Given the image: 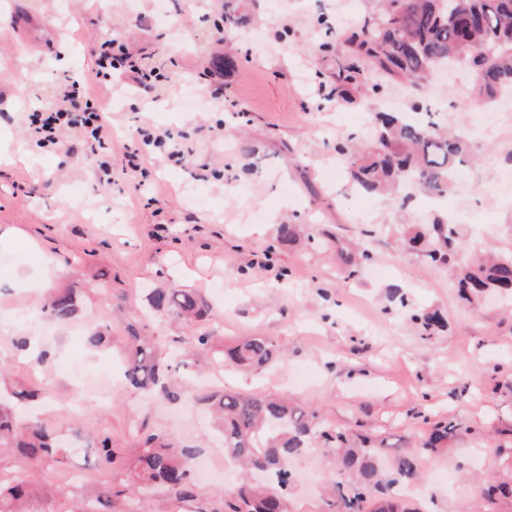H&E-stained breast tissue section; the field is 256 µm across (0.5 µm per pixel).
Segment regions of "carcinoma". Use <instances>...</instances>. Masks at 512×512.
Segmentation results:
<instances>
[{"label":"carcinoma","mask_w":512,"mask_h":512,"mask_svg":"<svg viewBox=\"0 0 512 512\" xmlns=\"http://www.w3.org/2000/svg\"><path fill=\"white\" fill-rule=\"evenodd\" d=\"M347 62L339 67L328 99H346L354 87L367 82L370 69L393 82L420 88L448 59L469 66L475 73V89L485 102L512 90V0H383L381 12L364 18L346 38ZM345 157L352 184L369 192L391 191L404 202L411 190L444 196L455 182L456 171L468 163L467 146L442 131L433 112L418 119L385 113L376 118L370 140L354 149L337 145ZM399 245L427 246L434 262L449 264L464 259L455 225L437 221L427 230L406 227ZM466 300L496 291L512 295V256L493 259L466 272L457 282ZM80 289L61 288L44 304L47 317L57 323L71 319ZM147 310H175L190 320L203 315L197 295L187 289L155 291L147 298ZM198 343L215 349L219 362L261 371L277 358V348L265 336H252L232 346L215 336H200ZM126 386L134 391L155 389L177 398L156 359L154 341L132 336L126 350ZM38 397L29 389L14 390L0 402V448H14L31 464L53 459L62 464L68 449L57 443L55 430L40 421L18 423L16 405ZM211 408L224 433V450L245 472L236 490L224 496V512H289L288 494L293 475L288 461L311 448L331 456L334 468L325 479L327 512H420L400 489L422 478V457L448 447L461 429L452 417L427 420L420 446L394 448L392 467L380 471L378 457L387 448L352 447L353 436L323 423L314 410H306L262 392L242 395L216 391L201 397ZM97 461L114 465L121 449L102 434L96 446ZM195 450L173 448L155 435L146 436L126 470L127 495L122 512H141V494L161 486L184 499L193 496L190 461ZM32 494L24 471L8 485L0 484V512H27ZM512 495V480L487 478L483 498L494 503L496 495ZM68 512H112L108 490L91 502L70 505Z\"/></svg>","instance_id":"carcinoma-1"}]
</instances>
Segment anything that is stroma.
<instances>
[{"label": "stroma", "instance_id": "35a3bbf8", "mask_svg": "<svg viewBox=\"0 0 512 512\" xmlns=\"http://www.w3.org/2000/svg\"><path fill=\"white\" fill-rule=\"evenodd\" d=\"M155 6L138 0L134 15L128 0H0V140L26 153L0 156V395L21 384L41 390L40 418L65 445L88 448L105 432L128 449L148 434L202 454L223 447L204 405L125 389L122 350L134 328L153 337L162 367L197 389L285 395L392 446L409 447L423 417L456 418L460 434L423 460L418 497L425 512H481L476 477L496 469L489 448L512 442V300L462 301L453 268L397 240L404 225L445 216L460 223L465 252L491 243L512 255V97L477 109L468 67L430 78L424 103L465 140L471 160L443 201L402 210L390 196L355 190L336 144L365 139L377 112L412 111L414 93L391 83L351 104L328 100L324 78L348 47L341 37L317 49L318 18L343 35L378 13L379 0H251L247 24L224 31L209 21L224 0H169L164 20ZM107 39L135 61L174 64L178 82L155 84L149 101L122 71L100 82L96 53ZM228 55L229 74L210 71ZM72 78L112 124L110 182L74 151V133L52 149L31 138L29 112L61 106ZM219 82L229 107L182 111L186 96H207ZM495 118L493 137L483 126ZM144 124L185 135L189 155L172 160L166 148L141 146ZM282 224L295 225L294 239L277 242ZM363 237L372 258L346 277L339 249ZM75 280L77 314L45 330L47 296ZM152 288L195 291L204 317L141 316ZM428 309L444 326L411 320ZM102 325L108 349L88 343ZM203 334L228 343L265 336L282 354L253 375L217 364L197 342ZM33 336L46 345V364L17 345ZM65 362L70 371L58 372ZM29 469L31 512H61L63 499L119 486L126 467H94L87 452ZM238 481L235 471L196 478L188 501L156 488L143 512H221Z\"/></svg>", "mask_w": 512, "mask_h": 512}]
</instances>
